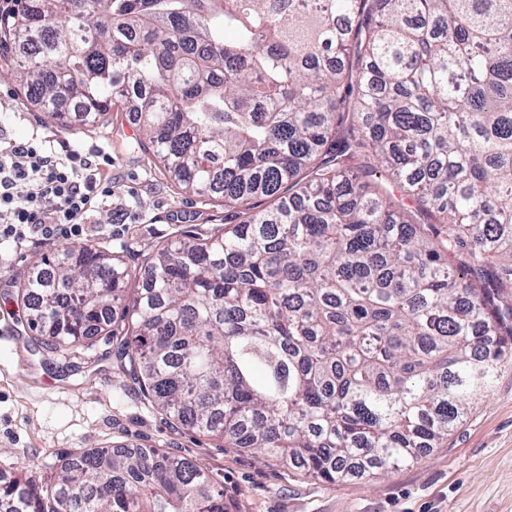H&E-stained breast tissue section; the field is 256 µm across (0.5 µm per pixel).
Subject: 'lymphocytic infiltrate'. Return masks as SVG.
Returning a JSON list of instances; mask_svg holds the SVG:
<instances>
[{
    "instance_id": "f902f5d3",
    "label": "lymphocytic infiltrate",
    "mask_w": 512,
    "mask_h": 512,
    "mask_svg": "<svg viewBox=\"0 0 512 512\" xmlns=\"http://www.w3.org/2000/svg\"><path fill=\"white\" fill-rule=\"evenodd\" d=\"M90 157L27 141L0 150V243L37 235L81 244L98 197L106 195Z\"/></svg>"
}]
</instances>
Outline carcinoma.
Listing matches in <instances>:
<instances>
[{
	"instance_id": "cac0c4a2",
	"label": "carcinoma",
	"mask_w": 512,
	"mask_h": 512,
	"mask_svg": "<svg viewBox=\"0 0 512 512\" xmlns=\"http://www.w3.org/2000/svg\"><path fill=\"white\" fill-rule=\"evenodd\" d=\"M4 42L39 108L93 124L122 103L138 147L234 219L156 249L130 296L92 245L40 259L17 293L35 344L117 324L159 410L328 482L418 459L492 387L512 337V0H16ZM0 512L226 508L192 461L121 447L0 478Z\"/></svg>"
}]
</instances>
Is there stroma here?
<instances>
[{"label": "stroma", "instance_id": "35a3bbf8", "mask_svg": "<svg viewBox=\"0 0 512 512\" xmlns=\"http://www.w3.org/2000/svg\"><path fill=\"white\" fill-rule=\"evenodd\" d=\"M17 61L14 51L0 50V141L46 140L58 151L100 149L112 157L99 169L109 194L92 213L87 243L136 271L149 252L184 232L206 238L223 231V201L181 190L152 153L137 147L130 113L109 112L92 126L61 125L12 82ZM63 247L33 237L0 248V322L13 326L0 340L1 473L37 477L90 448H156L200 465L230 512H512L511 361L420 462L378 478L328 482L176 425L119 368L109 330L64 353L26 349V310L13 291L35 261Z\"/></svg>", "mask_w": 512, "mask_h": 512}]
</instances>
